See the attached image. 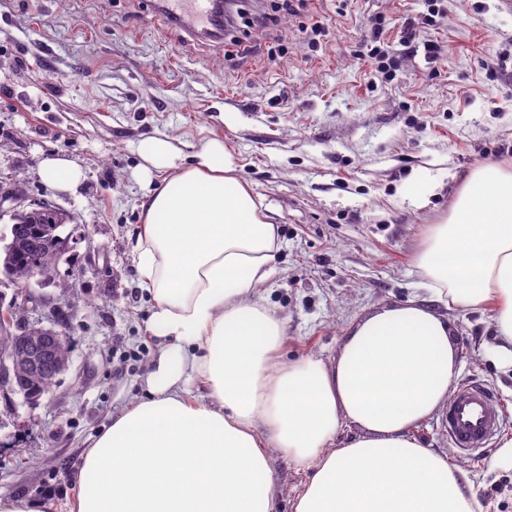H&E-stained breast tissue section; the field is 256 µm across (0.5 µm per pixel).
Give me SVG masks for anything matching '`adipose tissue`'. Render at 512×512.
I'll use <instances>...</instances> for the list:
<instances>
[{"label": "adipose tissue", "instance_id": "ef3b65f1", "mask_svg": "<svg viewBox=\"0 0 512 512\" xmlns=\"http://www.w3.org/2000/svg\"><path fill=\"white\" fill-rule=\"evenodd\" d=\"M139 153L162 175L133 251L164 345L147 398L85 452L72 512H276L273 448L309 473L294 512H483L467 472L415 430L457 372L449 310L493 306V354L512 369V164L475 168L431 227L416 257L429 300L359 318L331 360L285 362L286 322L262 290L277 227L223 143L187 166L163 139ZM344 425L355 433L336 443Z\"/></svg>", "mask_w": 512, "mask_h": 512}]
</instances>
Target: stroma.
Wrapping results in <instances>:
<instances>
[{
    "mask_svg": "<svg viewBox=\"0 0 512 512\" xmlns=\"http://www.w3.org/2000/svg\"><path fill=\"white\" fill-rule=\"evenodd\" d=\"M438 26L423 0H307L245 55L166 28L145 0H0V187L49 201L75 244L29 312L66 333L70 360L36 405L0 391V495L52 497L68 512L84 452L112 415L146 395L160 349L132 246L150 188L142 140L192 155L223 142L235 174L263 198L279 250L266 286L285 319L284 360L333 357L347 325L425 297L415 256L479 165L512 162V7L445 0ZM391 78L360 51L376 17ZM328 22L312 33L313 18ZM438 41L439 56L424 49ZM62 157L69 191L40 168ZM76 299L67 301L63 289ZM459 370L451 387H489L512 437V372L488 348L491 310H453ZM418 436L468 472L484 512H512V464L497 446L450 447L438 420ZM269 455L293 512L307 471ZM41 174L46 183L63 190L76 186L82 177L81 170L64 158L46 160L41 168Z\"/></svg>",
    "mask_w": 512,
    "mask_h": 512,
    "instance_id": "stroma-1",
    "label": "stroma"
}]
</instances>
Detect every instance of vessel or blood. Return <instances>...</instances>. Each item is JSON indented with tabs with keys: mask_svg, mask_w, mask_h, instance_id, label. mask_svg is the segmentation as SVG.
Returning <instances> with one entry per match:
<instances>
[{
	"mask_svg": "<svg viewBox=\"0 0 512 512\" xmlns=\"http://www.w3.org/2000/svg\"><path fill=\"white\" fill-rule=\"evenodd\" d=\"M153 12L168 28L192 37H220L224 20L215 0H149ZM441 426L449 444L465 453L488 447L501 427V415L492 392L484 385H462L442 411Z\"/></svg>",
	"mask_w": 512,
	"mask_h": 512,
	"instance_id": "obj_1",
	"label": "vessel or blood"
}]
</instances>
